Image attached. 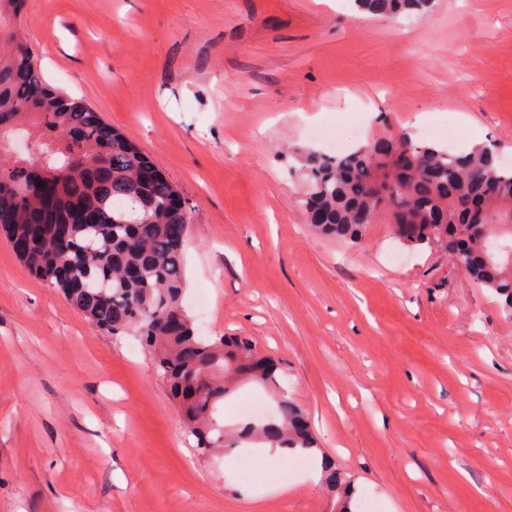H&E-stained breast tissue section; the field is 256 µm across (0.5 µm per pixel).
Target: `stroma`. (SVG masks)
Listing matches in <instances>:
<instances>
[{"instance_id":"1","label":"stroma","mask_w":512,"mask_h":512,"mask_svg":"<svg viewBox=\"0 0 512 512\" xmlns=\"http://www.w3.org/2000/svg\"><path fill=\"white\" fill-rule=\"evenodd\" d=\"M20 24L45 81L178 188L185 309L282 365L316 456L382 512H512V314L390 225L356 245L312 233L290 173L294 151L328 152L313 127L512 162V0L394 23L353 0H25ZM253 399L274 411L243 385L226 428ZM315 458L198 454L139 338L93 326L0 237V512H330Z\"/></svg>"}]
</instances>
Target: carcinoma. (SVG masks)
<instances>
[{
    "label": "carcinoma",
    "mask_w": 512,
    "mask_h": 512,
    "mask_svg": "<svg viewBox=\"0 0 512 512\" xmlns=\"http://www.w3.org/2000/svg\"><path fill=\"white\" fill-rule=\"evenodd\" d=\"M358 9L393 20L426 16L432 0H354ZM21 0H0V230L13 239L36 228L22 262L50 282L96 327L133 335L148 349L156 375L179 401L187 432L203 454L241 443L311 449L315 439L298 406L277 396L270 421L234 432L216 417L218 405L242 382L279 387L278 365L245 336H200L182 306L184 250L168 236L190 224L188 209L170 202L177 189L161 173L143 183L153 164L123 133L83 101L48 85L17 19ZM33 152L10 154L17 125ZM301 203L315 231L358 242L371 224L391 223L411 248L441 245L480 287L512 314V167L498 163L496 146L451 153L405 134L382 137L342 155L298 154ZM55 168L54 202L19 197L10 185L31 178L39 164ZM331 512H354L353 480L327 475Z\"/></svg>",
    "instance_id": "cac0c4a2"
}]
</instances>
